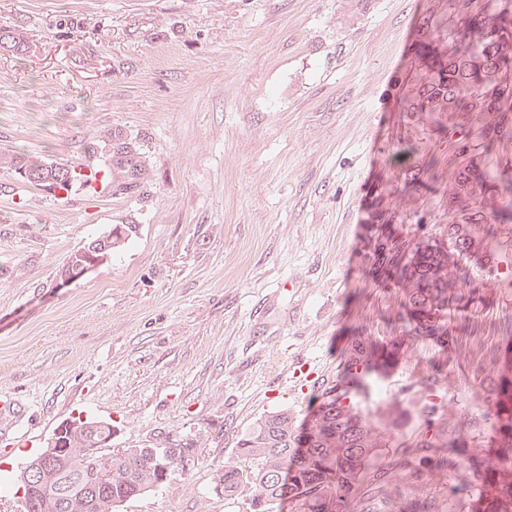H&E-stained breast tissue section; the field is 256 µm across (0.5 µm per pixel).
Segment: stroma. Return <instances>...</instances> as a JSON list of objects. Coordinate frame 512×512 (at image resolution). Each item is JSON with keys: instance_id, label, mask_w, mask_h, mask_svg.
I'll return each mask as SVG.
<instances>
[{"instance_id": "obj_1", "label": "stroma", "mask_w": 512, "mask_h": 512, "mask_svg": "<svg viewBox=\"0 0 512 512\" xmlns=\"http://www.w3.org/2000/svg\"><path fill=\"white\" fill-rule=\"evenodd\" d=\"M448 0H0L29 42L0 55V153L98 163L103 135L145 163L125 195L60 192L0 168V477L15 484L55 428L112 425L116 448L173 438L195 454L121 512H250L214 477L253 423L304 422L341 385L385 435L352 512H472L464 454L493 448V378L512 321L497 271L512 223L460 260L475 297L449 343L409 339L390 367L346 377L355 336L399 334L400 285L372 273L381 233L448 240L463 114L396 111L429 75L417 52ZM430 179L400 193L415 156ZM125 245L59 286L66 259L117 225ZM428 449H421V442Z\"/></svg>"}]
</instances>
